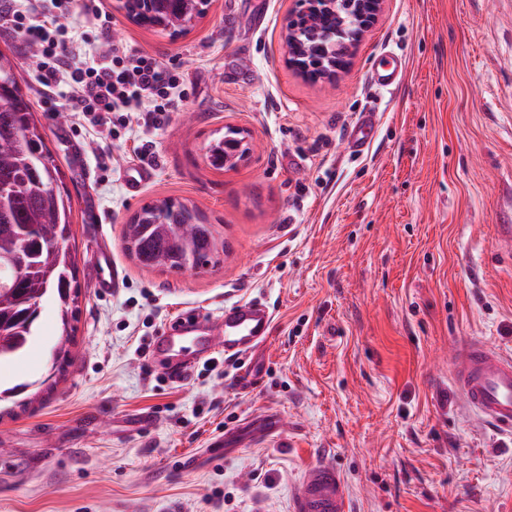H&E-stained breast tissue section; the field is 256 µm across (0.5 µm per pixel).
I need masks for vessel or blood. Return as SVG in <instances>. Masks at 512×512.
<instances>
[{"mask_svg": "<svg viewBox=\"0 0 512 512\" xmlns=\"http://www.w3.org/2000/svg\"><path fill=\"white\" fill-rule=\"evenodd\" d=\"M403 75V63L394 52H385L369 74L370 84L381 91L395 90ZM376 121L375 112L361 113L347 133L352 152L365 151ZM273 314L257 301H243L226 309L208 325H201L195 311L187 310L170 320L155 339L157 360L166 361L172 381L188 377L190 365L174 364L173 359L191 348L202 354L217 351L238 357L265 343L271 332ZM452 375L463 403L493 426L512 431V358L496 352L479 340L460 345L453 357ZM294 512H348L345 483L328 464L312 467L292 490Z\"/></svg>", "mask_w": 512, "mask_h": 512, "instance_id": "vessel-or-blood-1", "label": "vessel or blood"}]
</instances>
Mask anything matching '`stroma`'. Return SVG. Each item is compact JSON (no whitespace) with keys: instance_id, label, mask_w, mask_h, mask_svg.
Returning <instances> with one entry per match:
<instances>
[{"instance_id":"35a3bbf8","label":"stroma","mask_w":512,"mask_h":512,"mask_svg":"<svg viewBox=\"0 0 512 512\" xmlns=\"http://www.w3.org/2000/svg\"><path fill=\"white\" fill-rule=\"evenodd\" d=\"M103 2L114 39L182 71L187 92L160 129L134 127L150 145L136 161L93 118L58 121L27 45L0 29L70 194L81 285L69 365L26 406L0 404V512H292L324 461L350 512H512V436L464 409L451 372L466 339L512 357V0H386L331 84L285 62L298 0H209L175 38ZM387 48L404 64L391 93L365 80ZM369 109L372 142L349 152ZM230 126L253 156L213 168L207 144ZM136 165L151 178L134 198ZM163 198L216 226L220 263L127 254L128 219ZM106 247L122 275L109 292ZM243 300L272 311L269 340L240 362L184 353L192 373L171 381L160 329ZM56 335L48 302L0 386L41 379Z\"/></svg>"}]
</instances>
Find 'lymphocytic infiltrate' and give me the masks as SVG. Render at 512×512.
Here are the masks:
<instances>
[{"mask_svg":"<svg viewBox=\"0 0 512 512\" xmlns=\"http://www.w3.org/2000/svg\"><path fill=\"white\" fill-rule=\"evenodd\" d=\"M40 15L16 4L0 10V25L40 49L38 81L45 94L60 99L73 117L95 114L112 134L127 129L131 117L161 127L185 96L180 72L164 68L141 50L112 41V14L102 0H42ZM81 11L100 31L98 39H66V19Z\"/></svg>","mask_w":512,"mask_h":512,"instance_id":"obj_1","label":"lymphocytic infiltrate"}]
</instances>
